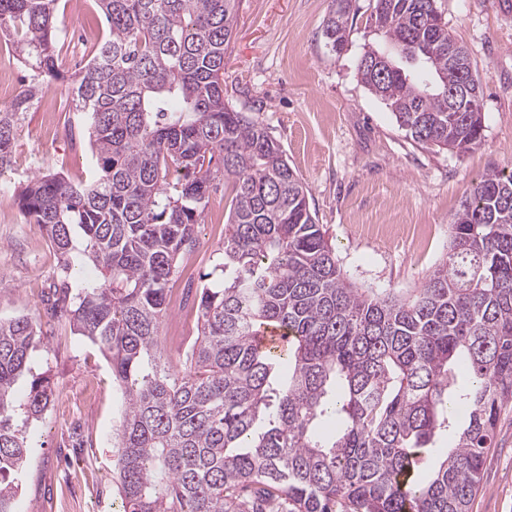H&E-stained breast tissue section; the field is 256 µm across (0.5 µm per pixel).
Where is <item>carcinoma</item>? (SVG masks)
<instances>
[{
	"instance_id": "cac0c4a2",
	"label": "carcinoma",
	"mask_w": 512,
	"mask_h": 512,
	"mask_svg": "<svg viewBox=\"0 0 512 512\" xmlns=\"http://www.w3.org/2000/svg\"><path fill=\"white\" fill-rule=\"evenodd\" d=\"M107 35L80 70L59 71L61 0H0V36L32 74L0 108V175L41 78L72 85L96 174L47 173L19 192L65 271L96 279L55 306L97 346L123 397L116 429L122 512H469L484 456L512 404V173L465 195L448 253L401 294L355 287L316 222L308 189L266 128L224 101L239 0H95ZM384 45L360 81L425 147L467 152L482 112L427 94L468 77L469 50L437 0H373ZM352 0H331L324 35L342 51ZM386 54L382 75L367 60ZM220 171L231 187L218 262L195 297L197 335L174 367L159 347L168 284L199 240ZM291 336L273 353L268 327ZM40 319H0V512L33 445L19 428L48 408L32 373ZM31 379L18 396L24 374ZM448 435L450 446L431 449Z\"/></svg>"
}]
</instances>
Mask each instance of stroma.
I'll return each instance as SVG.
<instances>
[{"label":"stroma","instance_id":"stroma-1","mask_svg":"<svg viewBox=\"0 0 512 512\" xmlns=\"http://www.w3.org/2000/svg\"><path fill=\"white\" fill-rule=\"evenodd\" d=\"M61 15L60 67H81L105 36L94 0ZM330 0H240L238 24L224 65V95L261 122L281 145L309 194V204L355 286L400 293L421 285L448 250V226L473 182L512 170V0H439L448 29L467 46L481 78L483 139L452 153L416 144L386 104L361 83L363 54L382 37L370 15L373 0H354L342 52L323 35ZM57 94L53 118L24 113L19 140L0 193V317L40 316L48 332L32 355L52 382L51 403L27 427L34 449L23 470L15 512H121L115 485V429L122 397L98 348L76 335L69 315H51L56 289L95 279L93 266L65 276L45 230L26 221L15 186L46 170L71 181L92 165L65 82L46 79ZM230 191L215 182L200 224L198 247L179 260L168 285L199 286L224 239ZM160 343L177 357L197 332L193 301L170 305ZM471 512H512V411L506 412L483 466Z\"/></svg>","mask_w":512,"mask_h":512}]
</instances>
